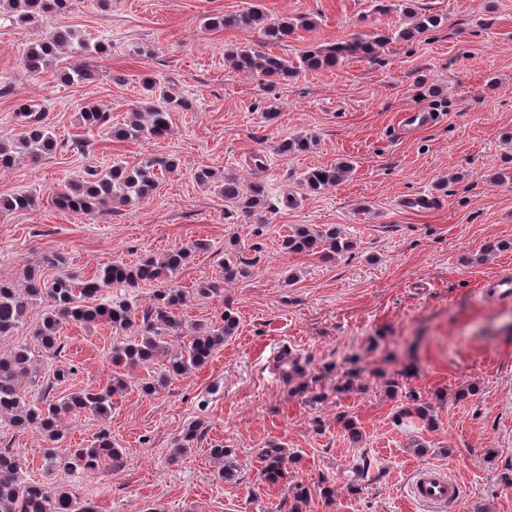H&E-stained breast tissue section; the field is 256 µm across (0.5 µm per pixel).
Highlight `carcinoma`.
<instances>
[{
    "instance_id": "1",
    "label": "carcinoma",
    "mask_w": 512,
    "mask_h": 512,
    "mask_svg": "<svg viewBox=\"0 0 512 512\" xmlns=\"http://www.w3.org/2000/svg\"><path fill=\"white\" fill-rule=\"evenodd\" d=\"M72 0H0V19L13 25L38 22L44 16L70 9ZM412 22L392 33H370L343 40L323 49L308 51L301 56L307 69L319 70L336 66L345 59L375 58L394 41L408 42L438 26V18L418 15L407 8ZM261 26L269 42L281 43L290 38L297 28L313 27L308 16L271 22L258 8L240 14H214L205 21L208 28ZM107 51L105 40L92 41L80 30L57 27L45 38L32 44L24 57L25 68L39 74L53 67L66 54L89 57ZM227 60L239 72L257 74L268 86H274L297 73V67L272 53L247 46L230 48ZM93 65L66 66L62 73L65 85L93 79ZM151 96L131 108L126 123L112 129L117 140L159 138L169 133L171 112L179 107L191 108L189 102L177 99L169 91L146 80ZM18 118L23 125L20 135L0 139V167L11 169L22 160L36 166L49 155L65 148L51 127L44 122L41 112L21 108ZM79 125L86 129L106 128L111 125V113L97 105L80 108ZM310 147L305 137L283 141L278 146L282 155L303 152ZM178 167L172 158L148 157L132 168L115 163L103 170L87 166L82 174L67 181L55 197L60 210L80 211L87 215L111 211L114 204H132L150 197L158 189L160 179ZM350 171V164L340 162L330 167L312 168L304 175L303 186L309 192L326 189L341 181ZM200 185L221 180L224 201L236 205L248 216L265 205L266 187L259 181L243 183L234 176L218 177L212 168H201L194 174ZM36 206V198L28 192L0 198V210H28ZM353 247L341 237L336 228L318 230L309 224H298L282 242V248L292 253H316L330 258ZM208 244L199 241L192 248H176L158 257H150L136 265L113 262L98 268L91 277L68 271L65 254L50 251L27 266L20 282L0 281V340L15 335L25 323L34 306L48 302L47 309L35 326L31 343L21 342L5 354H0V427L15 433L31 431L44 442V461L47 470L63 469L73 474H94L112 464H123L122 450L112 442L110 433L100 430L92 444L70 448L61 455L56 451L63 438L62 419L67 414H87L98 421H106L112 413V397L127 390L130 381L117 372L105 388L84 389L59 396L55 389L67 378V370L52 368L45 361L57 357L63 346L59 332L65 323L95 324L106 322L127 336L112 345V365L130 369L142 367L148 376L140 379L143 393L152 395L166 387L178 376L205 366L213 353L233 335L237 327L235 317L224 314L221 321L200 327L180 349L169 353L168 339L183 334V320L178 310L188 298L186 291L171 286L159 288L153 298L140 305L138 296L131 292L141 282H169L173 275L197 250ZM58 270L48 279L46 269ZM245 275V268L237 255L224 257V272L218 279L199 282L192 289L195 298H210L224 291V283ZM407 402L398 410V418L417 419L427 427L434 425V405L414 394L406 395ZM210 456L223 463L219 476L226 482H235L237 466L232 460L233 449L216 444L209 449ZM297 458L288 449L272 443L257 455L258 480L287 488L290 502L288 512H301V506L310 496L308 486L290 481V473ZM0 512H96L95 507L81 501L71 490L50 486L27 478L25 463L12 449L0 448Z\"/></svg>"
}]
</instances>
